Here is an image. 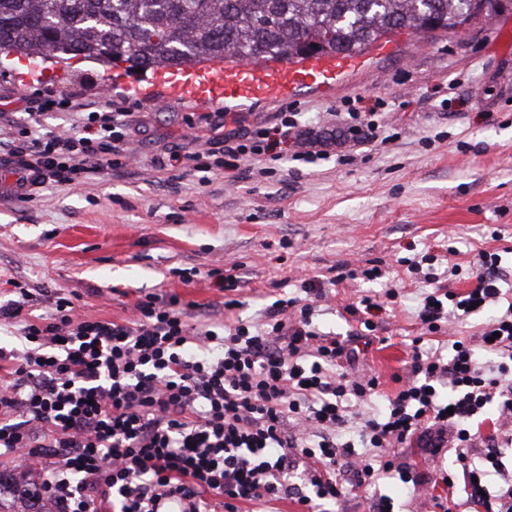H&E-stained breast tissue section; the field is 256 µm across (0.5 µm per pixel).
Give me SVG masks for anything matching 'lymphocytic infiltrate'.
Returning <instances> with one entry per match:
<instances>
[{
	"label": "lymphocytic infiltrate",
	"instance_id": "1",
	"mask_svg": "<svg viewBox=\"0 0 512 512\" xmlns=\"http://www.w3.org/2000/svg\"><path fill=\"white\" fill-rule=\"evenodd\" d=\"M36 112L83 111L82 131L22 132L12 156L28 157L54 181L119 168L113 153L129 135L119 109L86 111L79 96L34 101ZM295 124L276 131L232 130L221 156L172 151L194 171L236 170L275 150ZM433 255L409 259L429 287L412 341L411 362L380 415L347 437L351 402L379 394L378 375L359 365L357 344L385 304L372 296L347 306L361 331L346 337L318 331L312 303L281 296L260 323L236 320L221 331L195 330L190 304L177 294H145L126 322L82 317L57 298L49 312L23 315L27 292L0 304V322L19 327L20 344L0 347V457L15 456L51 512H238L293 500L302 512L336 503L351 488L395 480L419 488L429 479L463 480L481 512H512V470L498 451L506 439L482 436L472 421L497 406L512 424V305L493 315L481 338L488 361L469 343L449 355L424 348L448 316L491 311L501 299L500 257L481 252L464 292L442 290ZM499 365H492V358ZM431 460L454 453V469L426 475L399 461L410 442ZM354 473V486L340 482Z\"/></svg>",
	"mask_w": 512,
	"mask_h": 512
}]
</instances>
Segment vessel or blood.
Here are the masks:
<instances>
[{
  "instance_id": "1",
  "label": "vessel or blood",
  "mask_w": 512,
  "mask_h": 512,
  "mask_svg": "<svg viewBox=\"0 0 512 512\" xmlns=\"http://www.w3.org/2000/svg\"><path fill=\"white\" fill-rule=\"evenodd\" d=\"M401 39L384 37L363 52L328 53L278 61L227 59L181 69L159 68L151 81L164 88L165 104L188 99L246 104L290 101L306 93L327 94L349 76L372 70L377 61L397 55Z\"/></svg>"
}]
</instances>
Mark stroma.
<instances>
[{"mask_svg":"<svg viewBox=\"0 0 512 512\" xmlns=\"http://www.w3.org/2000/svg\"><path fill=\"white\" fill-rule=\"evenodd\" d=\"M504 23L512 24V11L422 44L410 35L403 55L330 94L231 109L229 118L251 127L294 113L307 145L330 157L299 162L297 144L288 143L280 159L265 155L212 173L204 186L182 165L154 161L172 149L223 147V130L204 121L215 104L146 101L128 89L143 74L121 65L10 64L0 72V139L24 125L78 132L79 115H29L31 93L76 92L99 108L121 97L132 111L127 147L136 163L74 189L48 180L24 198L0 199V302L22 287L33 315L46 313L58 294L82 314L120 322L141 295L174 293L196 303L189 322L200 327L224 318V294L209 275L217 268L238 277L234 314L252 322L279 295L300 296L302 280H313L323 293L316 327L343 336L357 327L345 306L390 287L399 298L375 316L380 341L360 361L380 375L383 394H393L419 333L423 290L401 258L429 253L466 268L480 251L498 252L501 288L512 302V41L499 35ZM372 106L390 137L383 145L356 142L337 119ZM373 261L385 272L378 282L340 276ZM180 268L197 274L182 281ZM382 495L394 512H434L435 498L446 496L453 512L469 510L463 488L439 484L419 494L393 480L350 493L332 510L373 512Z\"/></svg>","mask_w":512,"mask_h":512,"instance_id":"stroma-1","label":"stroma"}]
</instances>
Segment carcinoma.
<instances>
[{
  "mask_svg": "<svg viewBox=\"0 0 512 512\" xmlns=\"http://www.w3.org/2000/svg\"><path fill=\"white\" fill-rule=\"evenodd\" d=\"M510 8L512 0H0V52L147 72L362 51L396 31H453Z\"/></svg>",
  "mask_w": 512,
  "mask_h": 512,
  "instance_id": "1",
  "label": "carcinoma"
}]
</instances>
